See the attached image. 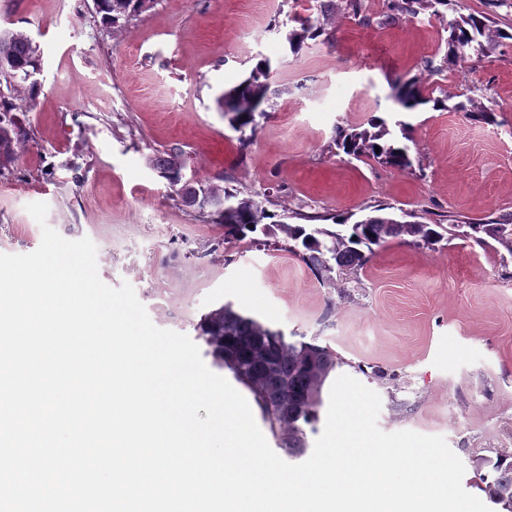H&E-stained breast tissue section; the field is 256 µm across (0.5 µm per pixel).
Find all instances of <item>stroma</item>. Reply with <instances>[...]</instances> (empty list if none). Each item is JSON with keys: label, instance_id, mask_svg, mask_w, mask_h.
<instances>
[{"label": "stroma", "instance_id": "obj_1", "mask_svg": "<svg viewBox=\"0 0 512 512\" xmlns=\"http://www.w3.org/2000/svg\"><path fill=\"white\" fill-rule=\"evenodd\" d=\"M323 0H148L126 26L103 24L93 0H0V29L38 47L41 90L21 115L32 148L0 177V253L28 254L49 206L62 237L90 238L99 275L131 284L152 323L196 338L201 315L233 303L316 340L338 374L376 391L387 433L430 422L463 461L464 489L512 453V259L459 236L428 247L391 239L361 269L318 278L293 253L185 206L148 159L179 148L187 180L203 178L289 216L391 207L433 224L512 213V43L467 67L444 66L448 32L431 11L381 23L344 15L292 53L275 22L314 19ZM512 26V0H451ZM265 30L253 41V28ZM275 68L270 108L249 146L218 104L257 56ZM436 96L476 98L495 124L460 111L405 114L412 166L398 170L333 149L337 128L389 116L397 84L426 73Z\"/></svg>", "mask_w": 512, "mask_h": 512}]
</instances>
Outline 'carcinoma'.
I'll return each instance as SVG.
<instances>
[{"instance_id": "obj_1", "label": "carcinoma", "mask_w": 512, "mask_h": 512, "mask_svg": "<svg viewBox=\"0 0 512 512\" xmlns=\"http://www.w3.org/2000/svg\"><path fill=\"white\" fill-rule=\"evenodd\" d=\"M449 0H385V17L395 19L402 14L416 15L414 5L440 15L448 9ZM101 20L115 26L140 14L146 0H95ZM362 0H326L321 18L286 31L291 52L301 50L306 40L322 35L330 18L346 11L358 15ZM512 41V30L500 28L485 16H461L448 21L446 63H460L469 58L486 56L504 41ZM39 56L31 38L23 31L0 30V176L15 162L18 151L27 147L28 132L18 113L34 106L41 82ZM272 63L258 60L249 75L224 91L220 103L224 119L239 133V143L247 146L257 129V118L268 116ZM422 75L410 77L397 86L398 112L434 110L466 112L473 120L495 122L494 109L469 99V104L449 106L450 96L435 98L425 86ZM407 123L373 116L368 126L347 132L339 130L333 144L344 154L357 160L374 159L387 167L408 169L412 162ZM380 151H375V147ZM149 166L163 178L182 203L208 213L215 224L224 226V237L243 239L250 234L278 238L282 235L292 245L288 251L298 255L306 266L321 278L333 279L336 271L364 267L374 254V247L389 238L409 236L427 246L445 239L449 229L442 224L401 221L379 206L356 221L344 215L302 214L303 224H290L277 218L263 203L227 188L199 181H185L186 163L182 153L173 151L149 158ZM332 221V227L323 225ZM461 236L480 247L493 240L512 256V215L480 222H468ZM198 336L208 347L207 354L219 369L229 370L235 380L250 390L263 421L288 447V453L302 455L307 448L306 428H315L320 420L322 391L332 371L344 361L326 347L304 340L291 339L260 319L250 316L228 302L210 309L196 326ZM499 475L490 480L481 477L482 487L490 502L512 512V460L500 459Z\"/></svg>"}]
</instances>
